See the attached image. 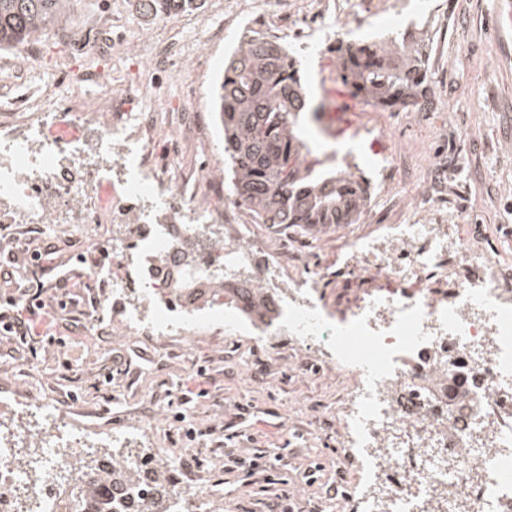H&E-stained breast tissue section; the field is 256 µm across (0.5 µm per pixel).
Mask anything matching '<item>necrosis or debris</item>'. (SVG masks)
I'll return each mask as SVG.
<instances>
[{
  "mask_svg": "<svg viewBox=\"0 0 512 512\" xmlns=\"http://www.w3.org/2000/svg\"><path fill=\"white\" fill-rule=\"evenodd\" d=\"M135 89L105 100L27 96L0 120V223L60 224L79 238L82 224H124L112 241L111 294L129 274L142 287L126 312L128 334L201 342L251 336L265 343L289 334L329 343L332 367L350 374L338 417L343 447L364 464L362 512H512V290L487 250L467 230L448 238L436 224L340 226L336 270L297 258L287 244L259 240L245 209L217 200L206 170H159L153 160L156 118L135 111ZM98 136L87 140L86 126ZM226 224L220 249L201 248L192 229ZM389 239L379 248L378 239ZM239 267L251 287L278 292L286 312L248 317L232 279L211 291L205 271ZM375 279L377 295L332 323L315 301L329 279ZM453 279L450 299L437 297ZM43 429L37 440L30 422ZM126 435L90 430L49 400L22 393L0 398V512H103L105 492L81 459L122 447ZM172 512L187 504L209 512L233 501L214 484L177 480Z\"/></svg>",
  "mask_w": 512,
  "mask_h": 512,
  "instance_id": "4bbe7bcc",
  "label": "necrosis or debris"
}]
</instances>
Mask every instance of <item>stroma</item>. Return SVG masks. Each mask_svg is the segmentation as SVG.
I'll return each mask as SVG.
<instances>
[{
	"instance_id": "35a3bbf8",
	"label": "stroma",
	"mask_w": 512,
	"mask_h": 512,
	"mask_svg": "<svg viewBox=\"0 0 512 512\" xmlns=\"http://www.w3.org/2000/svg\"><path fill=\"white\" fill-rule=\"evenodd\" d=\"M306 44L293 37L303 20L298 12L306 0H205L200 9L145 24L128 0H73L70 11L51 34L25 46L0 52V80H9L18 63L31 73L26 92L52 87L57 95L73 91L61 72L101 66L103 74L93 90L102 96L124 90L128 81L156 86L155 98L142 107L156 111L160 132L154 144L158 164L168 165V145L178 132L174 107L198 97L206 123H213L211 88L224 58L243 34L277 29L301 63L314 104L324 107V120L347 157L338 167L368 179L372 203L364 210V224H439L448 235L460 225L473 224L474 247L493 246L494 257L512 271V0H331ZM108 21L118 41L131 44L97 60L76 52L66 36ZM224 35L213 39L215 27ZM421 29L426 35L433 98L425 112H386L389 133L373 138L364 122L371 105L353 97L338 77L336 41L379 42ZM178 34L191 54H205L208 78H199L190 59H184L164 78L146 68L133 49L145 41ZM400 134L413 169L399 173L391 191H381L378 169L389 151L391 134ZM84 243L65 245L44 232L32 235L24 224H0V264L13 272L0 285V303L17 295L16 281L30 264L25 243L56 246L43 271L44 287H54L64 273L85 275L88 289L100 285L96 271L83 260L89 250L111 248L123 225L108 227L100 237L96 225L85 227ZM371 283L343 286L322 284L317 303L332 320L341 321L352 304L367 296ZM124 304L113 302L102 320L89 324L78 309L53 306L49 314L59 346L40 342L34 348L0 341V391H22L29 398L53 397L75 421L108 424L121 431L133 420L160 416L141 454L158 458L171 450L190 480L217 482L236 492L239 512H267L268 495L246 472L226 471L225 448L249 454L254 448L283 449L284 460L269 475L296 501L299 512H360L362 463L359 457L340 462L336 446V408L344 404V381L329 368L331 355L323 344H308L281 336L256 345L248 336L204 342L192 350L176 342L148 336H125L117 324ZM112 380L104 382L103 367ZM206 368L210 395L183 401V383ZM190 414L202 432L196 441L183 438L176 412ZM324 469L314 485L302 477L311 463ZM342 483L348 495L329 500L327 485Z\"/></svg>"
}]
</instances>
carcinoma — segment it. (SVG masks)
Returning a JSON list of instances; mask_svg holds the SVG:
<instances>
[{"label":"carcinoma","instance_id":"cac0c4a2","mask_svg":"<svg viewBox=\"0 0 512 512\" xmlns=\"http://www.w3.org/2000/svg\"><path fill=\"white\" fill-rule=\"evenodd\" d=\"M72 0H0V49L45 35ZM147 18L172 17L197 7V0H135ZM338 76L352 93L385 111L424 112L433 89L424 40L383 45L338 41ZM300 63L279 39H242L224 62L213 95L223 130L231 196L254 224H355L369 200V185L341 168L321 169L299 136L322 107L307 99ZM104 455L95 469L108 483L111 512H169L165 471H134L117 456Z\"/></svg>","mask_w":512,"mask_h":512}]
</instances>
